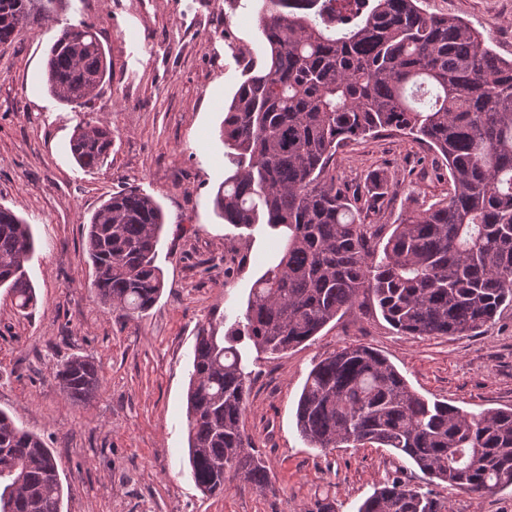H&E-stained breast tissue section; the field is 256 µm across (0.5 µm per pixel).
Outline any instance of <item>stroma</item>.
I'll return each mask as SVG.
<instances>
[{
	"instance_id": "stroma-1",
	"label": "stroma",
	"mask_w": 512,
	"mask_h": 512,
	"mask_svg": "<svg viewBox=\"0 0 512 512\" xmlns=\"http://www.w3.org/2000/svg\"><path fill=\"white\" fill-rule=\"evenodd\" d=\"M461 18L512 60V0H423ZM96 31L110 80L87 108L58 103L43 80L47 52L67 25ZM264 44L246 0H62L53 20L23 29L0 51V205L32 228L26 264L36 304L18 313L0 288V410L52 448L62 512H358L375 488L421 472L388 448L310 447L296 406L313 364L348 343L368 345L412 389L469 412L512 408V304L474 336L397 332L372 302L348 310L314 340L278 355L249 351L253 383L244 429L265 460L273 490L241 479L222 494L197 488L188 463L186 393L199 327L227 331L245 311L276 241L265 227L224 223L213 198L232 167L219 136L224 107ZM107 125L105 166L78 167L69 141L79 123ZM439 164L412 138L384 132L340 148L330 169L348 194L379 173L388 192L370 224H395L445 196ZM134 187L159 202L166 224L157 266L164 288L145 316L100 303L84 253L86 225L112 193ZM93 360L100 387L88 404L62 392L53 367ZM454 512H512V489L483 496L441 484Z\"/></svg>"
}]
</instances>
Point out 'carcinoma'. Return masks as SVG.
Wrapping results in <instances>:
<instances>
[{
	"label": "carcinoma",
	"mask_w": 512,
	"mask_h": 512,
	"mask_svg": "<svg viewBox=\"0 0 512 512\" xmlns=\"http://www.w3.org/2000/svg\"><path fill=\"white\" fill-rule=\"evenodd\" d=\"M57 0H0V50L21 29L51 18ZM266 53L250 64L224 112L220 136L233 173L214 196L226 224H263L277 256L251 288L244 320L220 336L199 329L187 393L188 453L198 489L224 492L240 478L271 490L269 469L245 433L252 372L237 347L282 353L367 299L399 332L471 335L512 302V60L453 17L419 0H251ZM111 75L92 27L62 29L49 48L46 85L84 107ZM381 132L426 144L448 167V194L405 214L392 231L367 224L386 189L375 175L349 199L329 175L339 148ZM86 172L112 153V131L77 126L69 145ZM166 221L137 189L113 194L87 224V261L100 300L128 318L163 289L155 264ZM31 226L0 206V288L18 310L35 306L26 273ZM66 397L85 405L99 370L72 356L53 368ZM314 448L367 444L396 451L424 475L476 495L512 488V409L478 414L414 391L386 357L347 344L310 370L296 408ZM52 451L0 411V512H61ZM358 512H453L448 499L395 477Z\"/></svg>",
	"instance_id": "obj_1"
}]
</instances>
